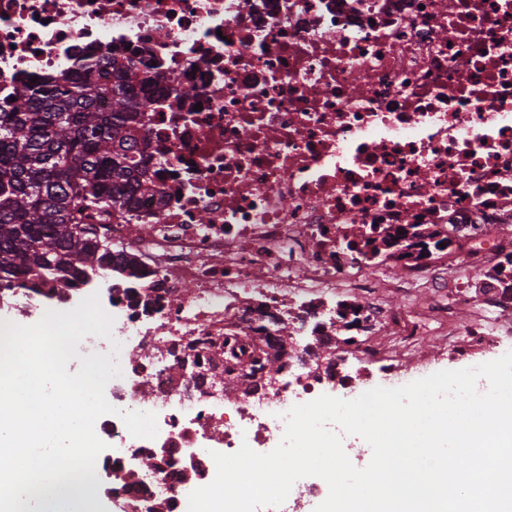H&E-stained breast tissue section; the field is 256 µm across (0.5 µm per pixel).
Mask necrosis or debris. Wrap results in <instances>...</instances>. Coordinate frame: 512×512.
Instances as JSON below:
<instances>
[{"mask_svg": "<svg viewBox=\"0 0 512 512\" xmlns=\"http://www.w3.org/2000/svg\"><path fill=\"white\" fill-rule=\"evenodd\" d=\"M88 54L132 59L151 100L155 190L104 221L126 264L49 282L63 310L95 294L115 319L78 351L121 344L115 411L95 428L125 512H188L212 452L272 451L282 413L333 382L354 393L377 362L399 377L409 352L386 342H414L421 315L381 288L430 289L458 352L512 335V0H0V103ZM387 266L394 279L375 276ZM258 310L287 323L309 370L228 409L224 339ZM0 311L45 313L4 281ZM347 335L358 369L340 376L313 339ZM123 410L156 413V438L131 436Z\"/></svg>", "mask_w": 512, "mask_h": 512, "instance_id": "4bbe7bcc", "label": "necrosis or debris"}]
</instances>
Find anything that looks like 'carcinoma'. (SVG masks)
Instances as JSON below:
<instances>
[{"label":"carcinoma","instance_id":"obj_1","mask_svg":"<svg viewBox=\"0 0 512 512\" xmlns=\"http://www.w3.org/2000/svg\"><path fill=\"white\" fill-rule=\"evenodd\" d=\"M139 80L130 61L112 60V79L88 59L76 70L16 87V102L0 106V280L41 292L45 277L98 261H124L98 237L91 214L128 208L153 191L133 146L144 129L150 100L134 93ZM108 109L100 108L101 100ZM224 337V373L250 364L247 391L256 374L283 371V345L292 336Z\"/></svg>","mask_w":512,"mask_h":512}]
</instances>
